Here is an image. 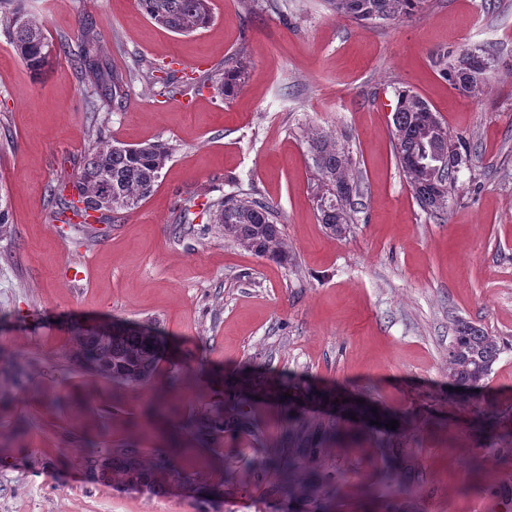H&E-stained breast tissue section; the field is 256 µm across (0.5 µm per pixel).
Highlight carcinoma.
Masks as SVG:
<instances>
[{
    "instance_id": "cac0c4a2",
    "label": "carcinoma",
    "mask_w": 512,
    "mask_h": 512,
    "mask_svg": "<svg viewBox=\"0 0 512 512\" xmlns=\"http://www.w3.org/2000/svg\"><path fill=\"white\" fill-rule=\"evenodd\" d=\"M329 9L353 21L367 23L404 19L418 12L425 0H325ZM143 12L157 25L175 33H189L204 28L213 19L210 0H139ZM0 25L3 26L18 54L29 69L41 71L50 60L51 46L44 35V24L31 17L25 0H0ZM94 44L83 42L73 54V65L80 78L112 91V104L122 105V78L99 63ZM468 50L456 53L448 63V52L435 55V63L451 85L469 95L484 90L491 79L486 75L482 86L470 90L465 86ZM246 73L240 59L224 63L216 81V90L226 98L239 91ZM429 103L411 90L398 92L393 114L392 137L402 174L421 208L439 213L443 208L429 202L431 161L440 156L444 146L435 136L428 120ZM316 173L315 199L319 221L332 236L338 227L351 223V201L359 193V177L350 151L331 132H320L307 140ZM172 155V147L163 142L123 146L100 140L83 158L71 181L77 198L64 195V188L50 189V206L56 215L67 212L89 223L91 213L98 212V223H114L124 211L137 208L154 191L161 171ZM210 223L217 225L224 238L240 244L259 258L288 265L294 261L284 236L281 216L275 208L251 196L220 197L208 204ZM12 233L9 224L8 196L0 187V237ZM97 329L75 336L79 347L78 361L85 369L109 377L117 383H141L157 368L161 346L156 336L143 330L123 327L112 339H99ZM503 346L474 323L459 319L455 336L448 348V377L463 391L482 389ZM237 402H224V411L212 417L185 419L181 429L200 436L224 430V415L236 410ZM170 449L157 448L154 461L143 466L129 449H119L109 457L87 454L84 467L99 480L107 481L120 468L136 484L156 482L158 471L169 462Z\"/></svg>"
}]
</instances>
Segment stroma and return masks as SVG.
<instances>
[{
	"label": "stroma",
	"mask_w": 512,
	"mask_h": 512,
	"mask_svg": "<svg viewBox=\"0 0 512 512\" xmlns=\"http://www.w3.org/2000/svg\"><path fill=\"white\" fill-rule=\"evenodd\" d=\"M26 3L52 45L93 39L125 98L113 108L59 52L31 71L0 32V185L15 228L0 238V512H512V0H426L364 25L325 0H212V23L185 35L138 0ZM468 47L495 68L477 96L434 64ZM229 58L247 69L227 99L204 80ZM401 89L471 155L437 215L398 169ZM318 128L348 144L360 179L340 239L318 221L306 139ZM101 134L174 151L118 222L53 221L50 187ZM239 191L278 210L293 265L209 224L210 199ZM185 207L194 230L178 240ZM459 319L506 344L470 399L448 378ZM115 321L164 341L146 382L79 365L75 328ZM238 390L223 432L181 431ZM360 400L397 429L352 418ZM90 448L176 454L158 487L91 479Z\"/></svg>",
	"instance_id": "1"
}]
</instances>
